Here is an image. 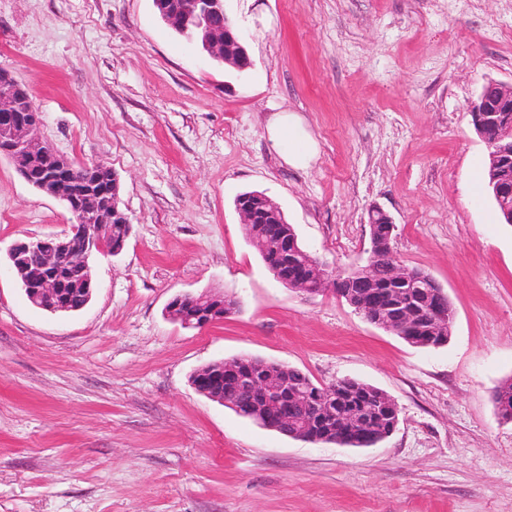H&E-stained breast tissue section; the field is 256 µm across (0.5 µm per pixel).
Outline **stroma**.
I'll return each instance as SVG.
<instances>
[{
    "mask_svg": "<svg viewBox=\"0 0 512 512\" xmlns=\"http://www.w3.org/2000/svg\"><path fill=\"white\" fill-rule=\"evenodd\" d=\"M250 70L218 66L152 0H0V68L41 138L120 177L132 229L91 264L79 312L51 314L0 274V512H512V226L478 186L489 151L470 105L512 84V0H224ZM293 112L318 145L287 165ZM272 198L330 267L363 265L369 214L429 273L452 335L415 348L333 293L284 287L234 201ZM70 216L0 156V264ZM233 294L203 329L175 296ZM248 355L315 382L387 392L399 422L370 448L292 439L201 395L192 375ZM301 128L300 119L295 114H283L275 119L269 126L270 139L274 142H285L292 149L288 151L286 160L288 164L300 166L306 164L315 152V143L312 139H302L299 136Z\"/></svg>",
    "mask_w": 512,
    "mask_h": 512,
    "instance_id": "1",
    "label": "stroma"
}]
</instances>
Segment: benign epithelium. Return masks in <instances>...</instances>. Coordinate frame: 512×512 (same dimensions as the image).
<instances>
[{"label":"benign epithelium","mask_w":512,"mask_h":512,"mask_svg":"<svg viewBox=\"0 0 512 512\" xmlns=\"http://www.w3.org/2000/svg\"><path fill=\"white\" fill-rule=\"evenodd\" d=\"M155 9L171 27L187 33V41L202 45V53L210 60L220 59L238 71L252 66V61L235 24L224 11V0H190L189 8L171 12L163 0H152ZM474 129L490 149L493 177L489 188L501 208L504 222L512 223V85L487 83L471 106ZM42 122L41 113L27 104L20 88L8 74H0V155L12 160L21 177L41 193L58 200L71 216L69 231L61 236L31 237L16 242L8 253L9 270L28 301L43 310L70 312L66 302L81 293L91 298L95 285L89 274V259L95 254H120L127 238L112 242V225L97 223L98 215L107 213L129 222L128 215L119 211V177L112 173V190L93 194L91 205L77 197L74 189L77 169L90 168L58 153L36 137ZM243 224H274L282 214L281 208L263 193L246 194L235 202ZM369 223L389 225L388 236L377 241L370 239L366 264L352 270L351 278L369 280L375 261L383 257L391 265L395 282L409 280L414 271L401 264L390 245L395 230L392 218L382 209L371 211ZM309 275L291 282L293 290L308 297L334 291L328 267L317 257L308 255ZM85 267L87 274L80 284L68 278L75 266ZM357 311L376 312L372 324L380 329L406 335L408 302L393 292L388 297L373 289L355 295ZM189 302L197 311L188 318L176 314L179 304ZM452 304L445 291L435 292L430 308L433 331L447 336ZM168 316L187 328H204L224 318V297L209 290L198 294L185 293L172 299L166 307ZM238 377L244 391L260 396L272 393L264 377H240L237 366L210 364L194 374V387L199 393L217 402H224V380ZM309 393L295 389L279 409L280 429L290 438L301 439L314 427Z\"/></svg>","instance_id":"1"}]
</instances>
